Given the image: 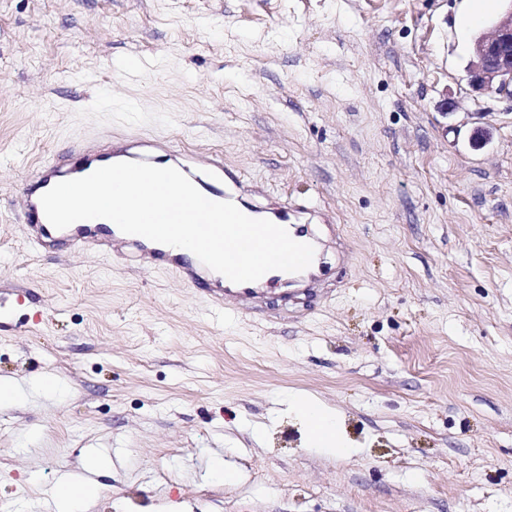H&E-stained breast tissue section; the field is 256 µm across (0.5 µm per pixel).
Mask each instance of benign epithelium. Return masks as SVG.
Here are the masks:
<instances>
[{
  "label": "benign epithelium",
  "instance_id": "benign-epithelium-1",
  "mask_svg": "<svg viewBox=\"0 0 512 512\" xmlns=\"http://www.w3.org/2000/svg\"><path fill=\"white\" fill-rule=\"evenodd\" d=\"M504 2L492 33L475 40L469 70L473 87L512 99V0Z\"/></svg>",
  "mask_w": 512,
  "mask_h": 512
}]
</instances>
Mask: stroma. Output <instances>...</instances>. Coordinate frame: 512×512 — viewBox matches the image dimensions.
<instances>
[{
    "label": "stroma",
    "mask_w": 512,
    "mask_h": 512,
    "mask_svg": "<svg viewBox=\"0 0 512 512\" xmlns=\"http://www.w3.org/2000/svg\"><path fill=\"white\" fill-rule=\"evenodd\" d=\"M464 7L0 0V382L24 389L0 404V512H56L59 478L102 458L88 512H512V100L469 72L503 4L466 31ZM109 137L322 207L349 263L254 313L124 242L34 246L26 168ZM292 392L356 454L311 448Z\"/></svg>",
    "instance_id": "1"
}]
</instances>
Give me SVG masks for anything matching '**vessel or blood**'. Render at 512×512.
Instances as JSON below:
<instances>
[{"label":"vessel or blood","mask_w":512,"mask_h":512,"mask_svg":"<svg viewBox=\"0 0 512 512\" xmlns=\"http://www.w3.org/2000/svg\"><path fill=\"white\" fill-rule=\"evenodd\" d=\"M120 156L130 162H146L157 167L177 168L188 178L194 179L196 188L210 200L233 202L237 199L236 194L224 186V164L220 160L203 159V166L208 167L212 173L211 181L203 182L197 180L192 166L167 150L159 148L146 153H133L122 146H104L95 141H88L73 147L70 152L52 154L27 170L16 200L24 216L28 238L43 249L51 248L53 245L49 222L40 201L45 192L59 182L81 178L100 167L110 165ZM240 209L245 215L255 219L264 218L277 225L286 224L289 235L297 242L308 244L312 241L306 225L286 223L285 218L292 212V205L278 204L265 212L244 203ZM110 237L111 231L106 225L81 224L69 233L68 244L74 250L86 251L104 246ZM167 268L185 284L194 285L199 281L196 262L189 256L173 257ZM270 280V275L266 274L254 282L235 284L220 275L214 278L209 293L215 307L221 308L231 303L240 309L254 311L260 308Z\"/></svg>","instance_id":"vessel-or-blood-1"}]
</instances>
